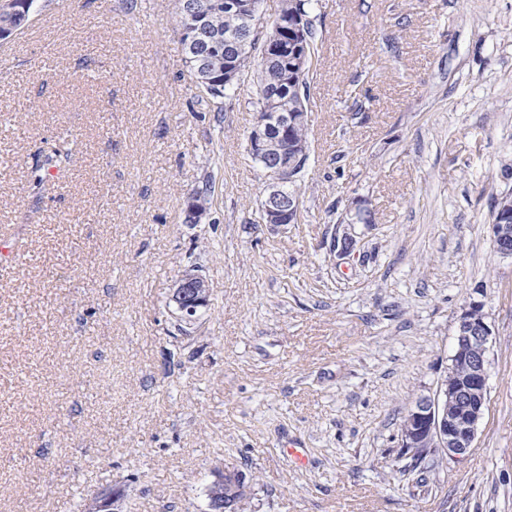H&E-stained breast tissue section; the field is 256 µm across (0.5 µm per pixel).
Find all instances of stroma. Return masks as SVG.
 <instances>
[{
  "label": "stroma",
  "mask_w": 512,
  "mask_h": 512,
  "mask_svg": "<svg viewBox=\"0 0 512 512\" xmlns=\"http://www.w3.org/2000/svg\"><path fill=\"white\" fill-rule=\"evenodd\" d=\"M42 4L0 40V236L29 258L0 270V512H86L106 487L120 512H208L217 468L247 474L242 512H512V260L490 210L512 188V0H311L302 215L276 232L246 149L254 68L213 100L173 0ZM355 202L372 221L331 253ZM192 266L210 304L186 334L169 293ZM473 300L485 416L419 472L402 420Z\"/></svg>",
  "instance_id": "1"
}]
</instances>
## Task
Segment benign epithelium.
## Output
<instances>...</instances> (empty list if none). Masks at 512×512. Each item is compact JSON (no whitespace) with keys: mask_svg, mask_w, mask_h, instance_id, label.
Returning <instances> with one entry per match:
<instances>
[{"mask_svg":"<svg viewBox=\"0 0 512 512\" xmlns=\"http://www.w3.org/2000/svg\"><path fill=\"white\" fill-rule=\"evenodd\" d=\"M177 14L190 25V31L202 32L203 21L197 11L187 9L185 0H176ZM224 11L242 19L233 38L224 41V84L241 80L237 54L245 46L262 42L260 64L278 63L287 73L278 89L267 94L265 111L259 114L248 136V151L260 162L266 185L261 204V220L268 226L298 222L301 197L289 190L304 168L307 157L308 110L290 111L288 98L302 85L309 73L312 51L305 32L310 16L296 11L281 12L269 26L264 25L261 0H225ZM502 223L492 225L497 252L512 258V190L499 196ZM171 301L177 320L191 327L199 312L208 307L210 290L205 278L191 271L183 274L172 288ZM491 328L484 305L470 302L461 313L451 364L438 381L436 390L420 397L407 413L402 427V447L424 458L441 452L451 459L463 457L471 447L487 405V365ZM247 483L240 471L217 470L207 494L211 512H239L246 498ZM122 494L96 496L95 512H120L116 504Z\"/></svg>","mask_w":512,"mask_h":512,"instance_id":"7a95c632","label":"benign epithelium"}]
</instances>
